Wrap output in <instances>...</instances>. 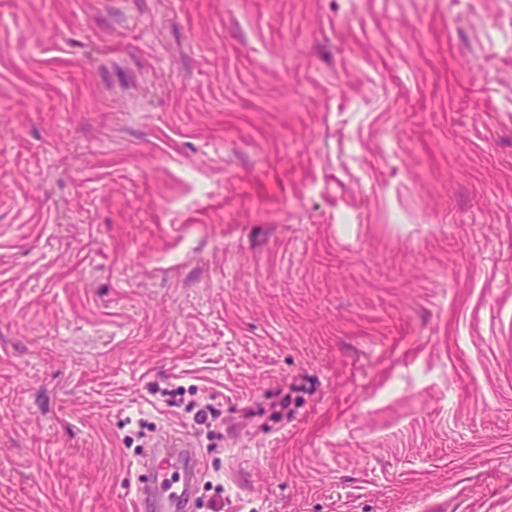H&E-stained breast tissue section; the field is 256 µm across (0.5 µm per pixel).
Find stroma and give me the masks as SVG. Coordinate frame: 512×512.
I'll list each match as a JSON object with an SVG mask.
<instances>
[{
  "label": "stroma",
  "instance_id": "1",
  "mask_svg": "<svg viewBox=\"0 0 512 512\" xmlns=\"http://www.w3.org/2000/svg\"><path fill=\"white\" fill-rule=\"evenodd\" d=\"M167 432L198 512H512V0H0V512Z\"/></svg>",
  "mask_w": 512,
  "mask_h": 512
}]
</instances>
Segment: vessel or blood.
Wrapping results in <instances>:
<instances>
[{
    "label": "vessel or blood",
    "mask_w": 512,
    "mask_h": 512,
    "mask_svg": "<svg viewBox=\"0 0 512 512\" xmlns=\"http://www.w3.org/2000/svg\"><path fill=\"white\" fill-rule=\"evenodd\" d=\"M199 450L188 441L159 438L138 469L137 512H195Z\"/></svg>",
    "instance_id": "vessel-or-blood-1"
}]
</instances>
